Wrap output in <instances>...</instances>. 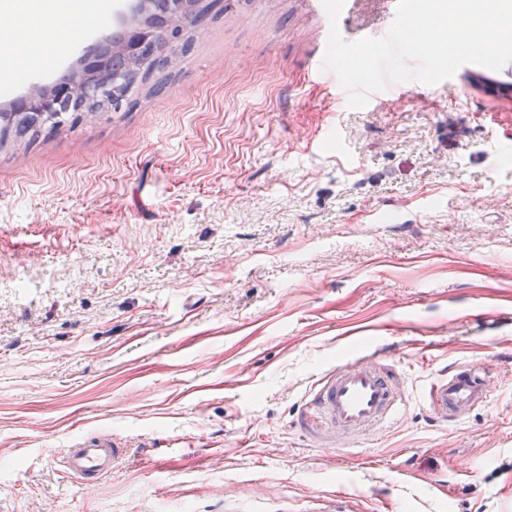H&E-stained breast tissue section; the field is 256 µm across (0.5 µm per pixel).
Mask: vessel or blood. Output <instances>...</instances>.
I'll list each match as a JSON object with an SVG mask.
<instances>
[{"instance_id":"1","label":"vessel or blood","mask_w":512,"mask_h":512,"mask_svg":"<svg viewBox=\"0 0 512 512\" xmlns=\"http://www.w3.org/2000/svg\"><path fill=\"white\" fill-rule=\"evenodd\" d=\"M495 377L490 363L457 366L431 386L429 407L441 422H454L458 411L487 404ZM406 403L403 371L390 358L368 348L322 376L307 402L302 423L318 443L355 447L394 424ZM126 455L124 442L100 431L73 442L61 466L69 480L89 489Z\"/></svg>"}]
</instances>
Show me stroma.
Listing matches in <instances>:
<instances>
[{"label": "stroma", "mask_w": 512, "mask_h": 512, "mask_svg": "<svg viewBox=\"0 0 512 512\" xmlns=\"http://www.w3.org/2000/svg\"><path fill=\"white\" fill-rule=\"evenodd\" d=\"M392 8L348 0L343 39ZM58 11L8 29L67 69ZM328 37L321 0H252L160 95L0 147V512H512V90L466 64L440 108L414 81L354 109L313 73ZM360 347L410 407L314 444L306 393ZM493 359L489 403L435 424L427 383ZM103 429L129 455L86 491L60 457Z\"/></svg>", "instance_id": "35a3bbf8"}]
</instances>
